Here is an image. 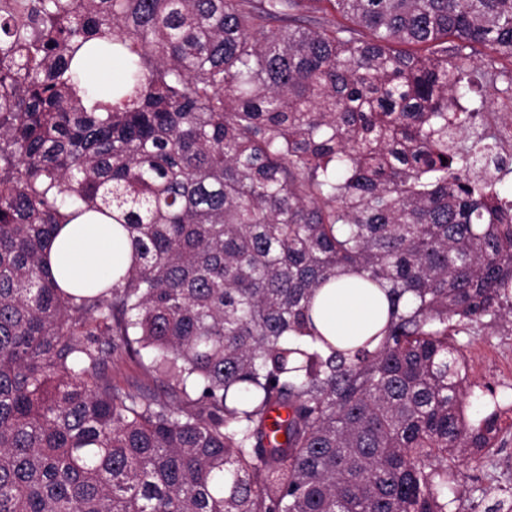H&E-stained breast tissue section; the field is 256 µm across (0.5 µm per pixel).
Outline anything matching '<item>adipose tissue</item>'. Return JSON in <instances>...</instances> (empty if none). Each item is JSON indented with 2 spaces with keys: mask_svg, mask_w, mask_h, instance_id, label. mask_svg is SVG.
<instances>
[{
  "mask_svg": "<svg viewBox=\"0 0 512 512\" xmlns=\"http://www.w3.org/2000/svg\"><path fill=\"white\" fill-rule=\"evenodd\" d=\"M132 248L127 235L111 218L97 213L84 215L65 225L47 251V269L65 290L92 293L98 283L115 281L131 266ZM321 316L338 336H364L377 323L374 300L355 277L342 278L329 288Z\"/></svg>",
  "mask_w": 512,
  "mask_h": 512,
  "instance_id": "ef3b65f1",
  "label": "adipose tissue"
}]
</instances>
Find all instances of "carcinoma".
I'll return each mask as SVG.
<instances>
[{
	"label": "carcinoma",
	"mask_w": 512,
	"mask_h": 512,
	"mask_svg": "<svg viewBox=\"0 0 512 512\" xmlns=\"http://www.w3.org/2000/svg\"><path fill=\"white\" fill-rule=\"evenodd\" d=\"M477 45L512 60V0L0 12V512H462L509 401L456 340L512 296L502 159L448 103ZM82 49L125 57L115 103L73 82ZM89 212L135 260L78 296L43 259ZM343 274L385 293L368 336L314 321Z\"/></svg>",
	"instance_id": "carcinoma-1"
}]
</instances>
